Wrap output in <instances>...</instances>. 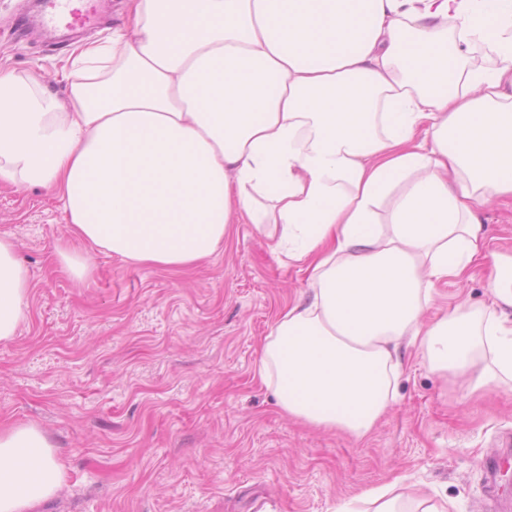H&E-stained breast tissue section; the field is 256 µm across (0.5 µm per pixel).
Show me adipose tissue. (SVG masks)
I'll return each mask as SVG.
<instances>
[{
  "label": "adipose tissue",
  "instance_id": "obj_1",
  "mask_svg": "<svg viewBox=\"0 0 512 512\" xmlns=\"http://www.w3.org/2000/svg\"><path fill=\"white\" fill-rule=\"evenodd\" d=\"M125 8L111 43L74 58L68 103L0 72V183L53 190L75 238L132 264L186 269L255 225L307 273L259 356L307 424L366 437L405 340L472 390L512 381V255L481 216L512 196V0ZM480 266L490 306L423 321ZM29 288L1 236V343ZM66 478L38 426L0 429V512H34Z\"/></svg>",
  "mask_w": 512,
  "mask_h": 512
}]
</instances>
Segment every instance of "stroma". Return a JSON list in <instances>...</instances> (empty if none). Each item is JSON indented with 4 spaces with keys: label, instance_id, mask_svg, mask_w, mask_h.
Returning <instances> with one entry per match:
<instances>
[{
    "label": "stroma",
    "instance_id": "35a3bbf8",
    "mask_svg": "<svg viewBox=\"0 0 512 512\" xmlns=\"http://www.w3.org/2000/svg\"><path fill=\"white\" fill-rule=\"evenodd\" d=\"M34 0H0V70L69 95V59L126 21L122 0L73 11L44 33ZM490 248L512 252V198L483 209ZM0 235L29 270L28 318L0 343V423H34L68 468L38 512H336L404 478L410 497L492 512L483 462L512 435V382L469 394L405 352L397 398L365 438L288 417L257 371L258 347L306 286L253 225L180 271L135 265L74 241L59 198L0 185ZM92 256L82 281L63 272L66 243ZM487 273L442 287L440 308L490 305Z\"/></svg>",
    "mask_w": 512,
    "mask_h": 512
}]
</instances>
